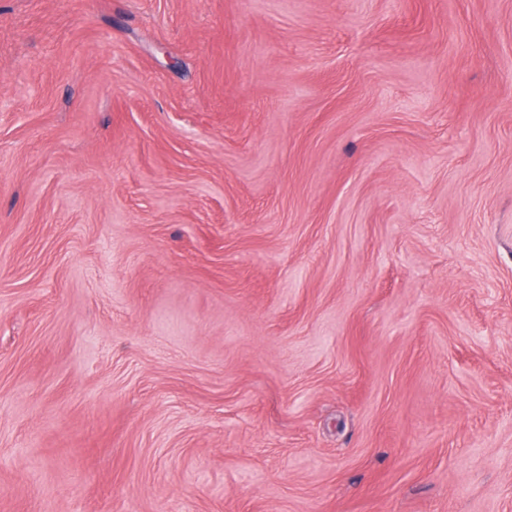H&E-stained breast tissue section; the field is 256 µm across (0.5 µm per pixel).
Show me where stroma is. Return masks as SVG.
<instances>
[{"label": "stroma", "mask_w": 512, "mask_h": 512, "mask_svg": "<svg viewBox=\"0 0 512 512\" xmlns=\"http://www.w3.org/2000/svg\"><path fill=\"white\" fill-rule=\"evenodd\" d=\"M0 512H512V0H0Z\"/></svg>", "instance_id": "35a3bbf8"}]
</instances>
